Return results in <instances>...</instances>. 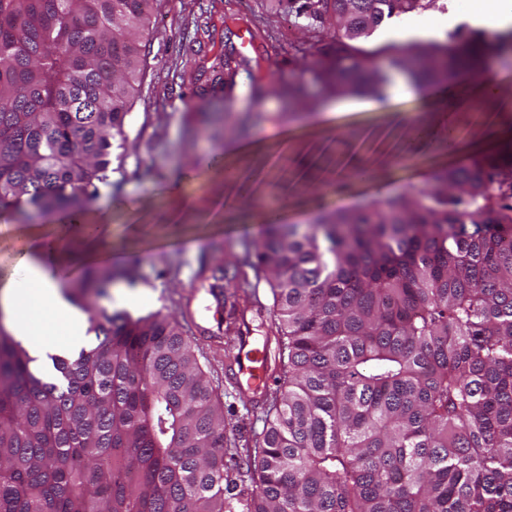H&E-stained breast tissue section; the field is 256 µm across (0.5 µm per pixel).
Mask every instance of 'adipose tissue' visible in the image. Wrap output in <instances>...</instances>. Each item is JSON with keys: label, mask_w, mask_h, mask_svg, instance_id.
<instances>
[{"label": "adipose tissue", "mask_w": 512, "mask_h": 512, "mask_svg": "<svg viewBox=\"0 0 512 512\" xmlns=\"http://www.w3.org/2000/svg\"><path fill=\"white\" fill-rule=\"evenodd\" d=\"M48 236L31 235L13 264L10 277L0 283V320L10 325L17 340L37 364L50 354L78 345L86 318L65 299L59 272H75L97 263L106 254L109 226L86 215H61ZM41 316L40 330L27 326V311Z\"/></svg>", "instance_id": "ef3b65f1"}]
</instances>
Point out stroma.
I'll return each mask as SVG.
<instances>
[{
    "label": "stroma",
    "mask_w": 512,
    "mask_h": 512,
    "mask_svg": "<svg viewBox=\"0 0 512 512\" xmlns=\"http://www.w3.org/2000/svg\"><path fill=\"white\" fill-rule=\"evenodd\" d=\"M444 2L446 11L423 16L469 25L468 0ZM423 16L404 14L378 28L364 44L375 52V65L387 64L381 53L387 32ZM245 30L255 45L246 54ZM326 32V25L289 11L287 0H159L141 39L125 148L110 180L86 204L87 212L105 216L116 264L129 272L92 305L119 309L131 296L138 302L133 316L162 311L190 329L199 364L221 396L226 436L240 444L262 432L265 414L258 394L228 374L224 328L201 286L208 267L235 263L253 249L270 203H278L283 223L307 224L323 208L432 185L442 167L495 153L484 142L493 130H512V54L478 58L477 72L492 77L501 94L490 102L475 97L473 109L457 113L458 155L444 143L412 152L408 131L429 118V93L401 90L372 110L358 106L357 95L321 92L312 72ZM227 55L238 71L231 89L220 66ZM259 65L278 76L264 81L255 98L247 75ZM350 148L369 177L334 188L328 176L342 170ZM307 154L315 174L305 178L298 162ZM243 172L255 177L258 196L214 223L210 200Z\"/></svg>",
    "instance_id": "stroma-1"
}]
</instances>
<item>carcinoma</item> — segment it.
<instances>
[{
  "mask_svg": "<svg viewBox=\"0 0 512 512\" xmlns=\"http://www.w3.org/2000/svg\"><path fill=\"white\" fill-rule=\"evenodd\" d=\"M157 0H0V210L79 211L112 176ZM438 0H288L334 20L314 79L386 98L391 71L435 86L486 40L359 43ZM242 262L210 269L240 296L271 295L276 388L253 447H224V411L186 332L157 311L92 312L112 275L68 299L96 343L44 381L0 328V512H512V157L445 171L430 188L272 222Z\"/></svg>",
  "mask_w": 512,
  "mask_h": 512,
  "instance_id": "carcinoma-1",
  "label": "carcinoma"
}]
</instances>
